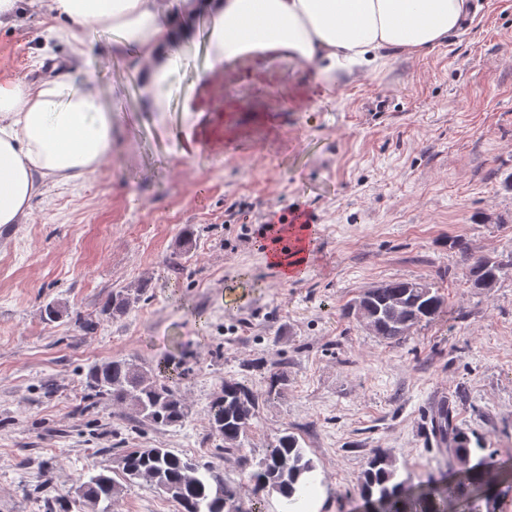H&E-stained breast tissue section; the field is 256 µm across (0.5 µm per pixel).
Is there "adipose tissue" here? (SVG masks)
Segmentation results:
<instances>
[{
    "instance_id": "adipose-tissue-1",
    "label": "adipose tissue",
    "mask_w": 512,
    "mask_h": 512,
    "mask_svg": "<svg viewBox=\"0 0 512 512\" xmlns=\"http://www.w3.org/2000/svg\"><path fill=\"white\" fill-rule=\"evenodd\" d=\"M475 9L474 0H51V15L68 26L47 31L65 33L70 59L31 82L0 73V229L26 222L47 181L85 179L112 151L118 106L74 72L126 61L140 111L190 157L236 136L240 67L286 59L327 89L389 57L422 55L457 34ZM104 34L111 47L90 57L89 45ZM198 53L203 71L175 85L182 59ZM175 98L181 117L174 127L168 112ZM292 233L293 251L264 246L267 263L287 279L303 274L310 258L309 228L297 224Z\"/></svg>"
}]
</instances>
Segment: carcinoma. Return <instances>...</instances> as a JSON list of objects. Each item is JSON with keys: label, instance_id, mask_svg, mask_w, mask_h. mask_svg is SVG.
<instances>
[{"label": "carcinoma", "instance_id": "obj_1", "mask_svg": "<svg viewBox=\"0 0 512 512\" xmlns=\"http://www.w3.org/2000/svg\"><path fill=\"white\" fill-rule=\"evenodd\" d=\"M463 260L471 261L463 272L468 288L489 291L496 287L505 263L496 258H473L470 243L463 238L450 241ZM146 285L118 290L101 305L95 317L77 316L86 332L95 330L102 319L123 316L141 299ZM446 300L432 283L422 280H392L367 289L345 308L347 316H364L374 335L398 344L424 323L431 322ZM81 397L82 410L109 404L131 410L142 422L156 427L180 426L189 408L176 386L163 379L161 366L140 363L132 358H112L88 367ZM288 375L271 370L264 395L248 384L226 380L212 400L207 417L212 432L224 442V450L241 451L260 413V399L285 395ZM431 436L437 447L465 466L438 480L417 486L398 477L390 456L376 452L358 477L359 496L371 512H448V506L464 503L470 512H497L502 499L512 495V479L488 481L492 455L475 431L457 424L448 403H440L432 416ZM316 466L306 455L298 438L285 432L276 438L250 474L254 494L276 495L293 510L305 489L314 481ZM125 482L143 483L175 502L178 512H242L233 486L224 482V473L199 459L168 448H132L122 459ZM121 490L103 468L79 478L66 499L45 498L46 512H111L112 500Z\"/></svg>", "mask_w": 512, "mask_h": 512}]
</instances>
